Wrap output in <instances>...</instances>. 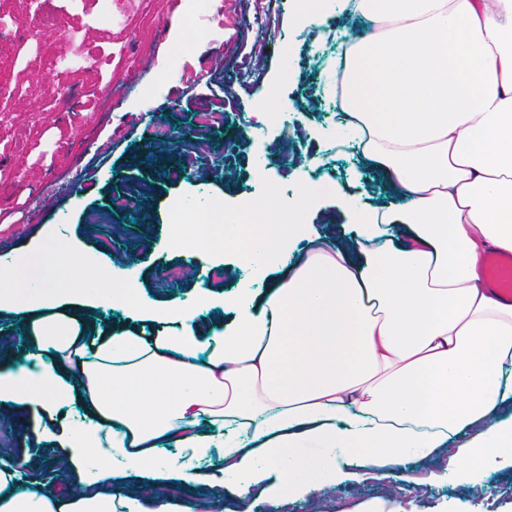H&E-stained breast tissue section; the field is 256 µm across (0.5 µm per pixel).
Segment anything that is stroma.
I'll return each mask as SVG.
<instances>
[{
	"mask_svg": "<svg viewBox=\"0 0 512 512\" xmlns=\"http://www.w3.org/2000/svg\"><path fill=\"white\" fill-rule=\"evenodd\" d=\"M194 0H0V256L67 243L68 258L90 281L113 254L135 257L134 286L147 302L191 301L192 216L174 221L175 204L205 199L224 215L238 202L308 181L298 155L329 158L333 177L374 196L385 191L374 173L331 152L320 107L308 102L325 83L333 51L308 66L311 35L292 0H224V24L204 32L190 24ZM263 10L265 22L251 19ZM48 15L40 40L21 37L19 19ZM137 35L120 44L112 16ZM180 45L172 59L170 45ZM149 68H140V59ZM276 87L271 119L250 114ZM135 195V213L113 208ZM179 246H168L172 234ZM57 443L43 436L34 411L0 414V453L29 464L26 485L60 492L77 476L53 468ZM454 451L410 463L406 479L379 478L362 467L354 481L322 484L313 499H261L252 512H356L373 500L399 501L406 512H512V465L468 481L448 478Z\"/></svg>",
	"mask_w": 512,
	"mask_h": 512,
	"instance_id": "stroma-1",
	"label": "stroma"
}]
</instances>
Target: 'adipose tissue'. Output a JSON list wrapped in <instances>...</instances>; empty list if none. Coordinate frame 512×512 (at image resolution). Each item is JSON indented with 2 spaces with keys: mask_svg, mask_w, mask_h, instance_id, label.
Wrapping results in <instances>:
<instances>
[{
  "mask_svg": "<svg viewBox=\"0 0 512 512\" xmlns=\"http://www.w3.org/2000/svg\"><path fill=\"white\" fill-rule=\"evenodd\" d=\"M332 6L374 28L319 32L336 44L326 136L360 152L385 202L320 181L198 225L197 256L283 270L217 313L204 267L193 301L151 304L102 283L60 295L71 269L50 252L1 257L0 311L21 317L32 365L0 372V409L40 408L61 472L89 480L25 487L0 453V512H224L228 494L250 512L358 459L396 481L449 446L459 479L512 460V305L478 273L483 251L512 252V0H296L304 20ZM323 195L350 244L307 224ZM117 306L139 325L94 316ZM162 479L191 497L146 493Z\"/></svg>",
  "mask_w": 512,
  "mask_h": 512,
  "instance_id": "ef3b65f1",
  "label": "adipose tissue"
}]
</instances>
